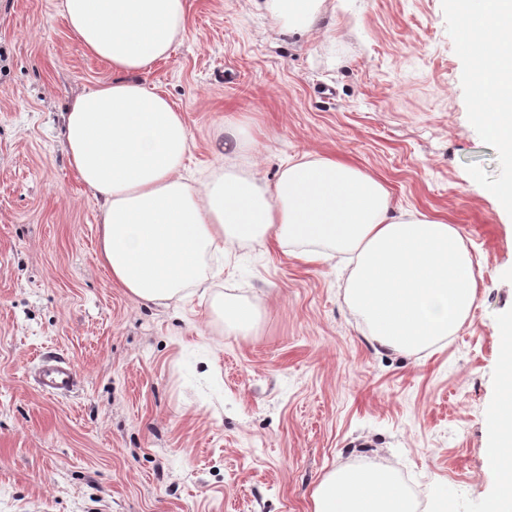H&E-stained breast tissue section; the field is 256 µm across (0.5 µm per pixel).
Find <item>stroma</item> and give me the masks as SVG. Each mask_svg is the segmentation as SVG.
<instances>
[{"label": "stroma", "mask_w": 512, "mask_h": 512, "mask_svg": "<svg viewBox=\"0 0 512 512\" xmlns=\"http://www.w3.org/2000/svg\"><path fill=\"white\" fill-rule=\"evenodd\" d=\"M169 60L141 75L184 116L188 172L217 175L225 122L275 181L288 158L336 155L397 209L458 225L481 262L475 304L421 352L375 350L339 260L241 245L230 275L158 307L98 263V203L67 163L62 115L112 69L56 0H0V512H311L339 465L402 476L423 512H479L512 315V219L485 196L498 146L473 123L453 0H324L285 33L257 0H188ZM252 306L230 330L217 304ZM80 374L40 391L43 356Z\"/></svg>", "instance_id": "1"}]
</instances>
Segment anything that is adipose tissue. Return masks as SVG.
Here are the masks:
<instances>
[{
    "label": "adipose tissue",
    "instance_id": "ef3b65f1",
    "mask_svg": "<svg viewBox=\"0 0 512 512\" xmlns=\"http://www.w3.org/2000/svg\"><path fill=\"white\" fill-rule=\"evenodd\" d=\"M323 0H265L289 32L318 27ZM491 30L474 32L470 60L486 109L474 120L509 171L485 191L512 214V0H482ZM83 50L112 79L77 95L64 115L67 160L99 202L98 254L117 286L147 303L181 299L221 277L212 256L241 244L298 246L307 262L348 258L346 296L371 342L419 352L453 335L476 299L478 273L454 225L395 212L384 183L345 160L306 153L279 178L239 170L248 143L227 125L234 163L209 182L183 174L190 132L180 112L139 77L168 59L188 0H58ZM499 399L486 450L491 492L481 512H512V321L499 331ZM313 512H413L388 471L364 462L334 469L315 488Z\"/></svg>",
    "mask_w": 512,
    "mask_h": 512
}]
</instances>
